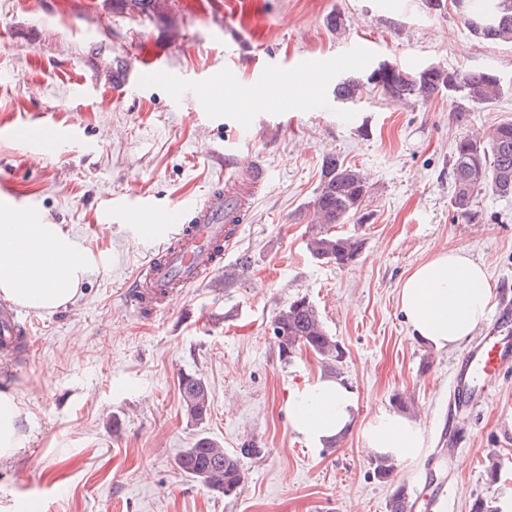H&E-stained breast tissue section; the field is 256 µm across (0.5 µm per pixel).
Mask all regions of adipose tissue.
I'll return each instance as SVG.
<instances>
[{
	"mask_svg": "<svg viewBox=\"0 0 512 512\" xmlns=\"http://www.w3.org/2000/svg\"><path fill=\"white\" fill-rule=\"evenodd\" d=\"M95 268L83 243L58 224H42L25 212L0 211V297L33 311L66 305ZM398 303L417 341L448 350L468 341L487 319L493 292L481 263L461 249L439 252L401 282ZM356 398L339 380L320 377L288 401L290 423L322 446L360 428L367 455L405 463L416 460L425 436L419 422L397 411H381L356 423Z\"/></svg>",
	"mask_w": 512,
	"mask_h": 512,
	"instance_id": "adipose-tissue-1",
	"label": "adipose tissue"
}]
</instances>
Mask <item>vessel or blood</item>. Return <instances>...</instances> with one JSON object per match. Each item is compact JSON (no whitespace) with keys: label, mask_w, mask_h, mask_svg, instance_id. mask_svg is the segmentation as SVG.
I'll use <instances>...</instances> for the list:
<instances>
[{"label":"vessel or blood","mask_w":512,"mask_h":512,"mask_svg":"<svg viewBox=\"0 0 512 512\" xmlns=\"http://www.w3.org/2000/svg\"><path fill=\"white\" fill-rule=\"evenodd\" d=\"M233 170L228 179L217 181L205 196L173 213L171 221L178 225L170 243L161 245L125 290L126 304L139 312H153L166 304L174 289L198 282L215 269L212 256L214 243L231 244L238 229L234 217L243 207V188L259 189L269 182L265 164L254 157L229 153ZM512 372V323L500 318L493 335L464 350L451 377L448 402V431L456 433L462 408H477L485 404L493 385ZM447 482L430 485L424 505L427 512H446Z\"/></svg>","instance_id":"b4317fda"}]
</instances>
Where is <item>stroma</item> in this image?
I'll list each match as a JSON object with an SVG mask.
<instances>
[{
    "label": "stroma",
    "instance_id": "stroma-1",
    "mask_svg": "<svg viewBox=\"0 0 512 512\" xmlns=\"http://www.w3.org/2000/svg\"><path fill=\"white\" fill-rule=\"evenodd\" d=\"M336 14L338 31L328 24ZM363 46L372 49L364 64L350 63ZM300 61L320 76L289 88ZM382 61L490 70L506 92L479 105L445 92L402 105L372 88L336 100L338 74ZM146 62L166 77L113 96L117 71ZM225 81L256 100L248 126L235 102L218 106L197 92ZM506 119L512 44L472 36L449 0H167L152 16L112 0H0V175L17 210L62 225L97 264L73 302L22 312L31 352L5 391L26 412L24 439L0 459V512H16L22 496L42 512H388L397 488L421 495L412 473L440 446L461 351L415 341L397 291L416 265L458 248L485 266L494 295L512 292V197L483 194L469 223L450 206L456 138ZM63 129L75 138L59 139ZM229 146L259 157L271 180L245 207L221 268L176 289L165 309L127 307L125 285L157 236L126 210L148 201L168 214L199 200L223 175ZM329 153L367 177L363 219L336 227L362 243L344 267L307 248L309 203ZM245 256L248 273L225 284ZM302 295L343 348L340 363L303 349L281 356L273 320ZM184 373L210 390L200 427L183 414ZM320 376L355 393L361 424L406 401L426 437L422 456L381 479L359 432L333 448L307 443L290 425L288 399ZM464 416L462 448L436 457L432 477L451 483L449 512H470L477 499L497 510L512 499V375ZM201 432L229 451L262 448L243 460L236 494L212 492L177 467L178 451Z\"/></svg>",
    "mask_w": 512,
    "mask_h": 512
}]
</instances>
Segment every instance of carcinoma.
Instances as JSON below:
<instances>
[{"instance_id":"1","label":"carcinoma","mask_w":512,"mask_h":512,"mask_svg":"<svg viewBox=\"0 0 512 512\" xmlns=\"http://www.w3.org/2000/svg\"><path fill=\"white\" fill-rule=\"evenodd\" d=\"M164 0H112L122 11L151 16L159 13ZM465 23L476 37L490 42L512 43V0H479ZM371 85L387 99L398 103H424L446 90L473 103H488L501 95L503 85L487 71H450L444 66L431 70H411L396 63L383 62L366 78L346 76L334 86L336 98L354 100ZM454 217L469 222L476 216L475 200L489 191L499 196L512 195V120H504L482 136L464 134L454 143L451 159ZM367 193L366 178L356 167L336 154L326 155L321 164V179L312 205L311 235L308 250L317 259L338 266L350 264L362 248L361 241L338 235L333 228L360 212ZM273 335L281 353L305 347L328 364L339 363L344 352L329 334L311 302L297 296L282 308L273 321ZM178 388L187 421L202 425L210 416V392L205 379L197 374L180 375ZM260 449L242 446L226 451L210 436L200 433L189 448L176 456L179 468L209 490L230 496L244 481L241 459L257 456Z\"/></svg>"}]
</instances>
